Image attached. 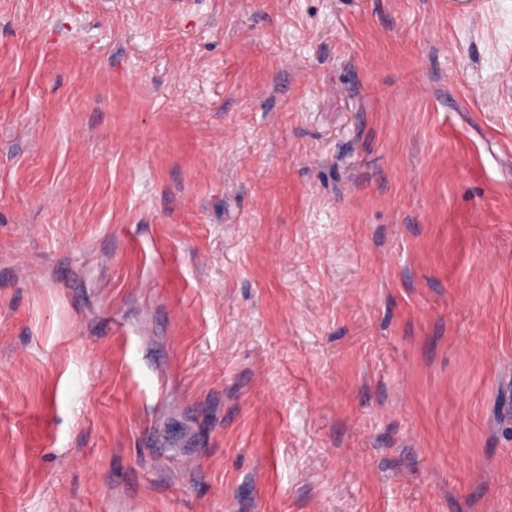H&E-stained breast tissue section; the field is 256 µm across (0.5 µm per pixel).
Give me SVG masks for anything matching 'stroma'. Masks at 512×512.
<instances>
[{"label": "stroma", "mask_w": 512, "mask_h": 512, "mask_svg": "<svg viewBox=\"0 0 512 512\" xmlns=\"http://www.w3.org/2000/svg\"><path fill=\"white\" fill-rule=\"evenodd\" d=\"M0 512H512V0H0Z\"/></svg>", "instance_id": "stroma-1"}]
</instances>
